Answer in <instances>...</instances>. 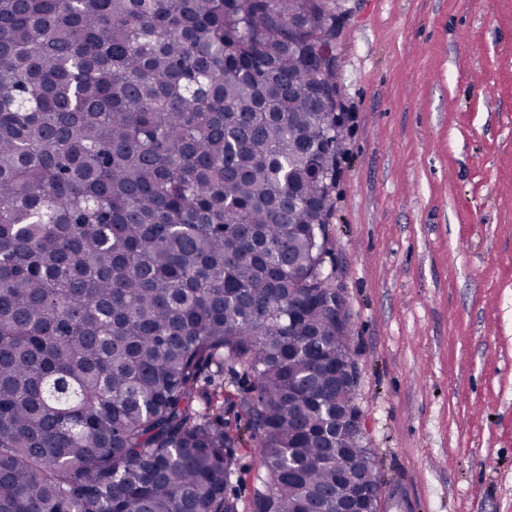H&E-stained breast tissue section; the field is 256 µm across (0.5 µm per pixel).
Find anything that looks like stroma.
Returning <instances> with one entry per match:
<instances>
[{"instance_id": "1", "label": "stroma", "mask_w": 512, "mask_h": 512, "mask_svg": "<svg viewBox=\"0 0 512 512\" xmlns=\"http://www.w3.org/2000/svg\"><path fill=\"white\" fill-rule=\"evenodd\" d=\"M325 266L380 512H512V0H344ZM224 372L233 486L259 456Z\"/></svg>"}]
</instances>
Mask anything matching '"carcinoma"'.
Masks as SVG:
<instances>
[{"mask_svg":"<svg viewBox=\"0 0 512 512\" xmlns=\"http://www.w3.org/2000/svg\"><path fill=\"white\" fill-rule=\"evenodd\" d=\"M336 0H0V512H336ZM255 382L254 376L246 374L238 367L231 370L224 365V429L239 440L234 449L237 474L232 486L239 498V512H250V499L253 493V479L259 468V456L247 432L248 417L241 406L243 397Z\"/></svg>","mask_w":512,"mask_h":512,"instance_id":"1","label":"carcinoma"}]
</instances>
